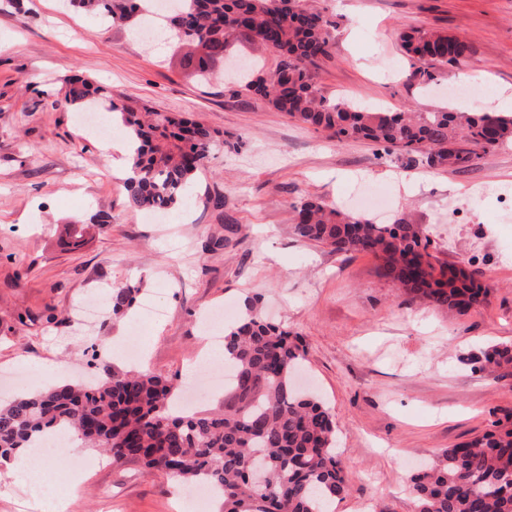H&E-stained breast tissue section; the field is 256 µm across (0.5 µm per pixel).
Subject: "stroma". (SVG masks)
<instances>
[{
  "mask_svg": "<svg viewBox=\"0 0 512 512\" xmlns=\"http://www.w3.org/2000/svg\"><path fill=\"white\" fill-rule=\"evenodd\" d=\"M334 24L335 45L317 61L326 96L369 107L432 112L449 86L478 83L512 94V0H308ZM439 30L472 55L439 71L426 92L411 78L399 34ZM81 76L104 96L215 131L219 146L184 203L162 218L129 206L112 166L124 130L95 135L77 110L53 109L65 79ZM392 190V218L429 234L441 261L481 272L487 300L459 315L411 299L381 279L371 256L338 254L299 241L293 207L307 198L362 215L352 177ZM512 142L464 170H434L399 154L378 157L367 141L337 142L249 96L225 74L204 84L172 48L106 28L62 0H0V374L19 393L38 387L33 368L57 382L108 378L130 369L113 344L143 343L150 372L185 384L186 367L214 329L210 311L255 303L291 331L304 356L303 383L338 425L349 492L332 512H416L407 488L420 464L512 416V387L461 364L493 343L512 344ZM224 197L222 209L209 196ZM111 223L90 225L95 213ZM83 227L75 238L74 227ZM130 285L134 308L106 312L93 327L73 319L77 303ZM160 309L145 321L139 308ZM71 462L79 490L53 472L38 482L22 457L0 463V512H186L182 485L164 473L116 464L95 448Z\"/></svg>",
  "mask_w": 512,
  "mask_h": 512,
  "instance_id": "obj_1",
  "label": "stroma"
}]
</instances>
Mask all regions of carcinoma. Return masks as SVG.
<instances>
[{"label": "carcinoma", "instance_id": "carcinoma-1", "mask_svg": "<svg viewBox=\"0 0 512 512\" xmlns=\"http://www.w3.org/2000/svg\"><path fill=\"white\" fill-rule=\"evenodd\" d=\"M148 0H68L92 11L109 28L143 22ZM160 25L188 50L195 75L207 83L229 40L240 34L279 54L269 74L249 61L239 75L253 99L292 120L329 133L338 142L366 140L410 162L422 157L435 170L466 169L478 153L512 141V113L391 112L369 110L321 94L312 66L331 55L332 23L303 0H173ZM413 78L438 77L472 47L454 35L416 30L401 35ZM99 89L65 80L54 109H88ZM106 109L123 127L131 176L125 189L139 209L169 211L183 199L217 146L204 125L175 121L110 101ZM294 234L338 254L374 257L382 277L412 299L465 314L488 289L480 273L448 266L428 251L425 231L405 218L378 224L315 201L293 206ZM135 289L112 293V311L128 308ZM232 380L224 406L208 413L173 411L174 386L149 371H112L95 384L61 383L0 404V459L17 456L59 430L74 426L83 441L112 457L137 462L148 474L217 490L222 512H330L345 497V465L335 450L336 421L315 395L294 382L301 354L291 334L265 321L252 305L224 329ZM473 369L512 384V344L479 348L463 359ZM418 512H512V427H502L444 450L412 476Z\"/></svg>", "mask_w": 512, "mask_h": 512}]
</instances>
